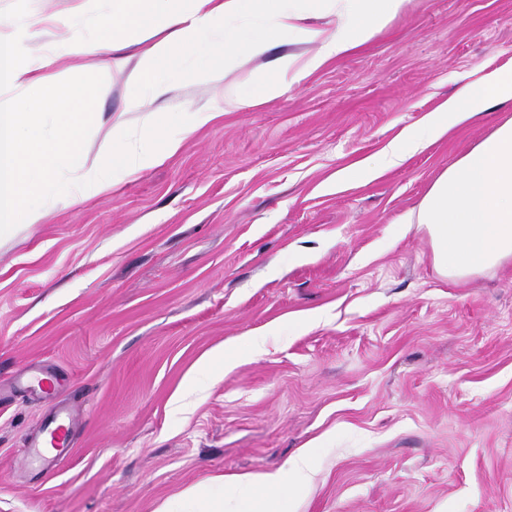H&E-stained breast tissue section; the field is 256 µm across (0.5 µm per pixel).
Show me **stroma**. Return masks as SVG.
<instances>
[{
	"instance_id": "35a3bbf8",
	"label": "stroma",
	"mask_w": 512,
	"mask_h": 512,
	"mask_svg": "<svg viewBox=\"0 0 512 512\" xmlns=\"http://www.w3.org/2000/svg\"><path fill=\"white\" fill-rule=\"evenodd\" d=\"M97 37L109 0H0L14 60L55 51L74 86L99 58L56 52L81 7ZM278 41L226 79L247 97L286 54ZM512 64V0H412L381 34L279 98L224 113L190 137L213 98L206 55L166 75L170 91L126 112L123 79L90 100L97 141L125 114L154 113L174 155L0 236V512H199L184 490L277 469L313 447L293 512H512V260L442 275L402 216L512 105L366 179L483 65ZM262 338L264 349L249 345ZM45 366L47 397L22 385ZM70 409L64 467L22 449Z\"/></svg>"
}]
</instances>
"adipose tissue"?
I'll list each match as a JSON object with an SVG mask.
<instances>
[{
	"label": "adipose tissue",
	"mask_w": 512,
	"mask_h": 512,
	"mask_svg": "<svg viewBox=\"0 0 512 512\" xmlns=\"http://www.w3.org/2000/svg\"><path fill=\"white\" fill-rule=\"evenodd\" d=\"M186 12L181 0H112L116 26L139 36L137 61L122 56L113 36L90 40L84 20H76L63 39L69 54L112 52L103 64L97 85L68 90L51 71L53 56L32 59L25 67L12 63V42L0 31V233L18 223L39 224L48 216L38 198L44 186L56 189L67 205L110 191L113 170L135 176L147 162H159L179 150L182 137L193 135L223 113L244 102L239 85H224L212 104L192 108L181 138L162 150L136 152L122 144L126 121L116 117L96 152L85 147L82 109L89 98L107 92L114 76H124L132 89L126 109L142 112L141 86L162 96L160 80L187 53L210 59V72L222 76L244 59L263 55L274 36L317 45L315 54L281 56L273 78L260 85V102L280 97L328 61L347 55L385 30L408 0H194ZM336 16L334 32L315 26L318 17ZM54 85L51 105L57 116L54 137L41 135L31 88ZM512 102V68L479 73L458 95L429 115L419 128L404 135L402 146H389L376 165L366 167L371 178L403 163L412 152L438 139L455 126L472 120L489 106ZM403 223L423 226L432 244L433 262L442 273L462 277L512 260V117L461 156L431 185L417 209ZM309 453L286 465L255 474L225 478L224 489L236 497L235 512H288L292 490L308 480Z\"/></svg>",
	"instance_id": "obj_1"
}]
</instances>
